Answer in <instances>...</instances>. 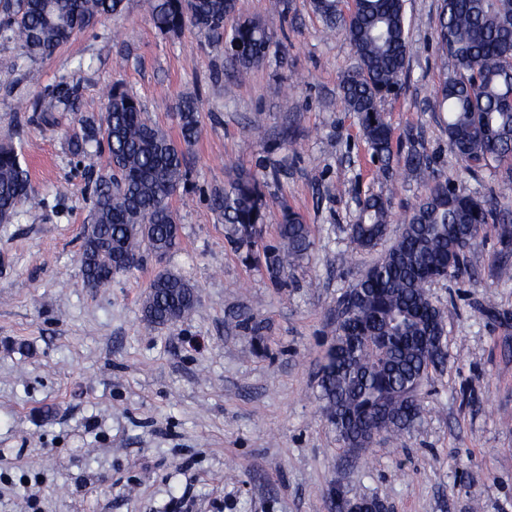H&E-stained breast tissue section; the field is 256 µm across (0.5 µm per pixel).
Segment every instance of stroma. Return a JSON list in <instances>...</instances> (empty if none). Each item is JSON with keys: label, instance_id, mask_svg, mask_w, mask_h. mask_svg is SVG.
I'll return each mask as SVG.
<instances>
[{"label": "stroma", "instance_id": "1", "mask_svg": "<svg viewBox=\"0 0 512 512\" xmlns=\"http://www.w3.org/2000/svg\"><path fill=\"white\" fill-rule=\"evenodd\" d=\"M270 2L237 0V18L278 35L241 81L197 28L161 35L145 0H124L45 57L0 36V72L13 73L0 83V139L20 148L32 189L0 224V512H329L339 485L389 512H512V248L494 230L468 253L467 275L429 289L448 361L424 379L415 427L356 456L320 413L318 357L336 300L426 191L396 175L409 143L463 193L512 190V163L463 174L432 110L453 69L434 42L441 0H406L409 76L380 103L393 130L387 172L340 102V77L356 63L349 43L324 35L309 0H284L280 13ZM60 84L78 86L74 108L53 97ZM115 87L173 137L178 98L196 96L201 131L171 201L181 248L144 253L92 289L81 232L107 150L76 157L68 143L84 121L103 125ZM242 171L262 179L269 204L251 248L210 206ZM371 195L391 201L389 233L357 252L348 227ZM285 206L313 245L278 277L266 253ZM163 269L194 284L198 301L154 326L142 300Z\"/></svg>", "mask_w": 512, "mask_h": 512}]
</instances>
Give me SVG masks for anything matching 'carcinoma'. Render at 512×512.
Wrapping results in <instances>:
<instances>
[{
  "instance_id": "obj_1",
  "label": "carcinoma",
  "mask_w": 512,
  "mask_h": 512,
  "mask_svg": "<svg viewBox=\"0 0 512 512\" xmlns=\"http://www.w3.org/2000/svg\"><path fill=\"white\" fill-rule=\"evenodd\" d=\"M406 0H309L325 30L338 32L357 56V69L339 82L346 110L357 114L372 156L385 167L392 159L393 132L379 109L381 100L408 77L410 42ZM153 22L164 36L186 24L224 47L225 70L241 76L260 65L276 43L275 33L257 20L226 21L237 0H149ZM123 0H0V32L22 43L36 57L52 52L87 20L121 11ZM436 40L453 71L435 91L433 111L442 115L448 147L464 173L476 177L494 165L512 161V0H442ZM104 131L109 173L95 181L91 211L95 228L83 235L81 266L92 288L139 265L142 254L164 255L177 249L181 225L170 199L188 177L183 148L199 136V104L183 96L176 106L178 138L143 117L137 99L114 88L106 105ZM89 130L70 140L71 154L86 153ZM403 173L427 186L404 218L399 237L336 302V337L319 357L322 411L344 447L362 443L375 428L384 438L412 429L423 410L419 394L430 370L444 366L442 310L426 291L430 282L458 278L466 269L449 264L462 246L473 249V231L496 225L500 241L512 242V225L500 214L512 209V197L479 198L450 186L433 167L424 146L409 144ZM263 181L241 173L211 195L237 241L254 243L255 226L264 223L268 204ZM30 197L27 171L10 142L0 143V214L11 220ZM390 200L371 195L360 204L349 235L356 248H374L386 236ZM281 248L270 261L284 274L308 254L309 225L295 211L283 210ZM196 287L180 274L164 270L149 285L145 319L166 325L188 315Z\"/></svg>"
}]
</instances>
